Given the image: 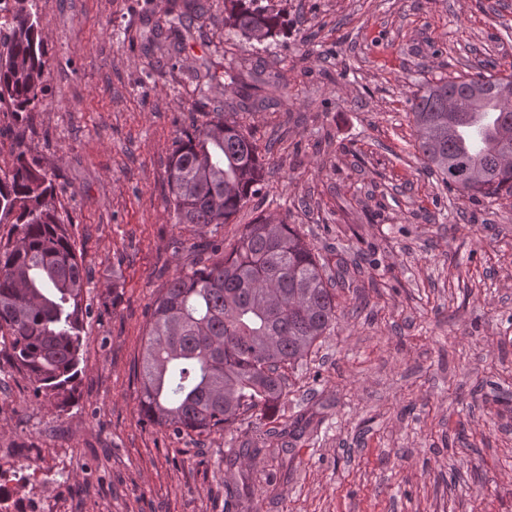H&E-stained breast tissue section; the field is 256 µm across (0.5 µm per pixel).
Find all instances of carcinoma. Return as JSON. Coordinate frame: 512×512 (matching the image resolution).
I'll use <instances>...</instances> for the list:
<instances>
[{"instance_id": "cac0c4a2", "label": "carcinoma", "mask_w": 512, "mask_h": 512, "mask_svg": "<svg viewBox=\"0 0 512 512\" xmlns=\"http://www.w3.org/2000/svg\"><path fill=\"white\" fill-rule=\"evenodd\" d=\"M33 0H12L0 29V109L24 123L41 103L46 49ZM224 22L246 42L287 33L262 0H224ZM192 11L173 4L156 32L173 48L192 35ZM512 75L478 72L441 78L413 92L410 114L424 168L474 200L512 204V112L501 90ZM478 92L477 110L498 112L497 127L467 147L470 112L448 99ZM264 161L251 131L222 112L176 140L168 161L174 222L227 224L264 188ZM48 171L24 151L0 171V357L25 376L37 398L65 411L74 401L84 350L88 274L55 202ZM336 282L311 243L283 221L260 215L231 252L213 242L151 306L139 407L175 435H209L254 412L265 418L288 396L284 369L302 361L336 326Z\"/></svg>"}]
</instances>
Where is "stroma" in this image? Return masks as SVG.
<instances>
[{"instance_id": "obj_1", "label": "stroma", "mask_w": 512, "mask_h": 512, "mask_svg": "<svg viewBox=\"0 0 512 512\" xmlns=\"http://www.w3.org/2000/svg\"><path fill=\"white\" fill-rule=\"evenodd\" d=\"M206 4L160 65L143 22L172 0H36L41 103L0 125V169L20 147L53 172L91 314L67 411L0 359V468L41 452L16 495L47 512H235L225 459L260 436V512H512V207L427 173L408 115L419 84L512 74V0H273L288 32L252 45L224 0ZM259 61L266 104L236 118L271 147L266 191L210 237L232 249L270 214L360 268L272 418L176 436L139 412L149 308L200 237L172 219L168 159L178 133L228 112L223 72ZM306 412L314 427L276 435Z\"/></svg>"}]
</instances>
